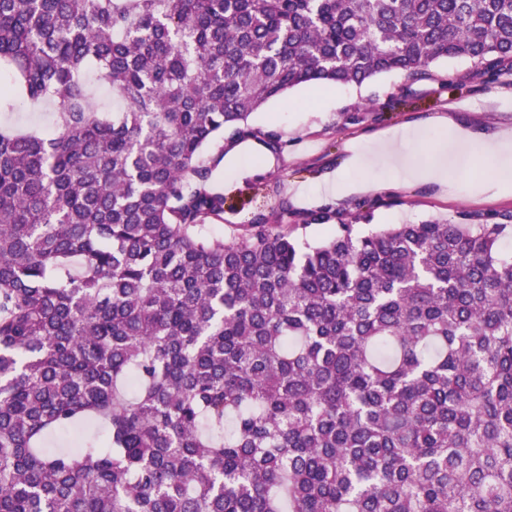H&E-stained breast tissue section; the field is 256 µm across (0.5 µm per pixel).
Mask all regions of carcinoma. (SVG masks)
I'll use <instances>...</instances> for the list:
<instances>
[{
    "label": "carcinoma",
    "instance_id": "carcinoma-1",
    "mask_svg": "<svg viewBox=\"0 0 512 512\" xmlns=\"http://www.w3.org/2000/svg\"><path fill=\"white\" fill-rule=\"evenodd\" d=\"M456 57L512 0H0V512H512V214L208 233L269 100ZM53 120L52 109L47 104H38L34 107L22 108L13 113H2L0 122L2 125L17 128H43L51 126Z\"/></svg>",
    "mask_w": 512,
    "mask_h": 512
}]
</instances>
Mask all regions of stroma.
I'll return each mask as SVG.
<instances>
[{
  "label": "stroma",
  "instance_id": "obj_1",
  "mask_svg": "<svg viewBox=\"0 0 512 512\" xmlns=\"http://www.w3.org/2000/svg\"><path fill=\"white\" fill-rule=\"evenodd\" d=\"M440 117L489 136H512V67L488 70L459 57L437 61L422 79L397 71L360 85L290 89L250 115L253 137L225 142L224 165L215 178L224 192V218L215 232L231 238L234 225L247 223L254 207L273 214L283 205L292 224L327 204L334 205L340 224L361 209L374 224L455 221L463 212L483 224L500 222L512 214V192L479 194L473 183L482 177L512 180V170H501L494 154L476 145L456 155V142L436 125ZM393 129L404 132L403 163L373 171L379 191L334 200L325 195V184L336 178H363L346 161L370 153L380 135ZM270 130L281 138L280 151H270L260 138ZM433 157L456 180L448 193L405 177L406 167Z\"/></svg>",
  "mask_w": 512,
  "mask_h": 512
}]
</instances>
